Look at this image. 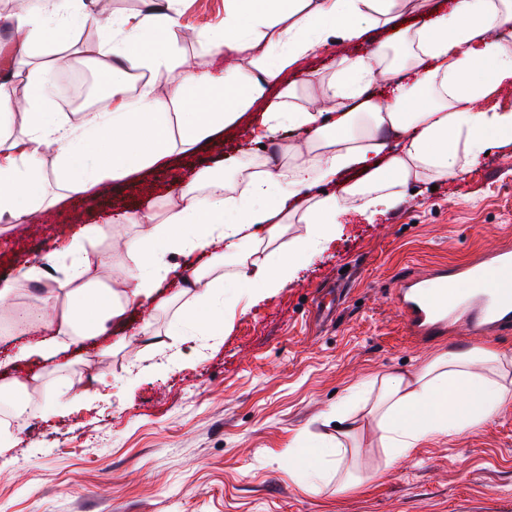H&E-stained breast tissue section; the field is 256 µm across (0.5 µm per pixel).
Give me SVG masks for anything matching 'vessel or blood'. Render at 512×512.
<instances>
[{
	"label": "vessel or blood",
	"instance_id": "obj_1",
	"mask_svg": "<svg viewBox=\"0 0 512 512\" xmlns=\"http://www.w3.org/2000/svg\"><path fill=\"white\" fill-rule=\"evenodd\" d=\"M466 278L478 281V288L458 292L441 275L403 284L396 302L405 328L415 335L436 336L455 327L496 331L511 326L512 249H499Z\"/></svg>",
	"mask_w": 512,
	"mask_h": 512
}]
</instances>
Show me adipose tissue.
Returning a JSON list of instances; mask_svg holds the SVG:
<instances>
[{
    "label": "adipose tissue",
    "instance_id": "1",
    "mask_svg": "<svg viewBox=\"0 0 512 512\" xmlns=\"http://www.w3.org/2000/svg\"><path fill=\"white\" fill-rule=\"evenodd\" d=\"M79 2L41 0L16 15L20 54L66 38L74 16L99 23V10L78 12ZM143 5L136 16L113 21L102 40L109 110L82 109L70 122L45 109L46 77L64 65L61 57L27 72L24 95H17L15 81L0 82V122L18 115L25 128L21 139L0 138L1 224L26 223L39 209L46 154H55L57 177L71 195L123 179L235 123L267 85L317 52L327 34L355 41L400 14L429 10L430 0H224L223 24L202 33L212 61L235 59L220 71L212 61L180 57L177 15L159 0ZM511 29L512 0H453L449 11L423 26L395 31L396 61H388L383 45L341 57L330 78L317 80L329 111L300 103L294 89H285L252 130L255 141L277 143L278 160L255 168L231 159L230 169L245 183L241 189L223 173H203L183 187L166 218L150 208L122 215L121 223L145 232L125 242L115 285L95 278L96 270L111 266V252H83L84 242L105 234L106 225L75 233L67 247L68 289L44 290L43 313L20 326L36 340L18 358L54 359L55 372L66 376L71 363L58 359L60 341L77 344L121 322L129 305L150 299L166 280L172 253L221 252L235 264L236 279L262 299L295 278L300 259L324 251L348 215H386L409 183L457 176L489 142L512 144V109L490 105L512 85V42L504 37ZM162 68L175 73L165 90L146 82L129 93L133 73ZM382 82L390 91L378 102L370 90ZM352 169L363 179L338 193L312 195L314 185ZM291 220L304 232L284 252L276 243ZM511 363L491 348L447 350L415 372L383 377L370 412L390 458L429 438L473 432L512 404V380L500 373Z\"/></svg>",
    "mask_w": 512,
    "mask_h": 512
}]
</instances>
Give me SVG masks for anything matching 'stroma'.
Listing matches in <instances>:
<instances>
[{"label": "stroma", "mask_w": 512, "mask_h": 512, "mask_svg": "<svg viewBox=\"0 0 512 512\" xmlns=\"http://www.w3.org/2000/svg\"><path fill=\"white\" fill-rule=\"evenodd\" d=\"M172 8L183 24L179 52L208 63L198 32L223 21L224 0H174ZM391 34L376 28L352 42L333 34L284 82L301 100L314 99L309 74H331L340 55L367 54ZM58 55L78 68L94 65L100 53L91 28L73 26L67 42L43 48L38 59ZM259 114L252 109L213 139L78 196H65L55 158L46 156L48 203L28 223H0V269L12 278L48 254V281L64 288L71 229L115 218L88 246L110 249L141 233L118 216L146 208L166 216L170 199L203 170H223L225 160L245 154L265 162L267 150L249 135ZM505 243L512 244V146L490 144L466 172L416 183L381 223L352 218L336 243L260 306H250L249 287L224 262L211 304L225 316L223 335H191L183 316L191 295L166 303L205 260L169 255V280L152 300L128 308L121 334L60 351L72 363L67 396L52 360L7 364L26 339L8 338L0 325V383L30 381L47 410L19 430L0 418L10 437L0 446V512H512V405L474 433L426 440L393 460L363 420V394L351 391L412 371L441 350L491 347L512 356V330L419 341L392 303L412 275L454 270ZM336 288L342 303L323 316ZM148 317L155 333L140 335ZM122 335L126 347L100 358ZM339 408L362 420L342 452L341 473L354 485L304 492L306 449L335 447L336 427L324 416Z\"/></svg>", "instance_id": "obj_1"}]
</instances>
